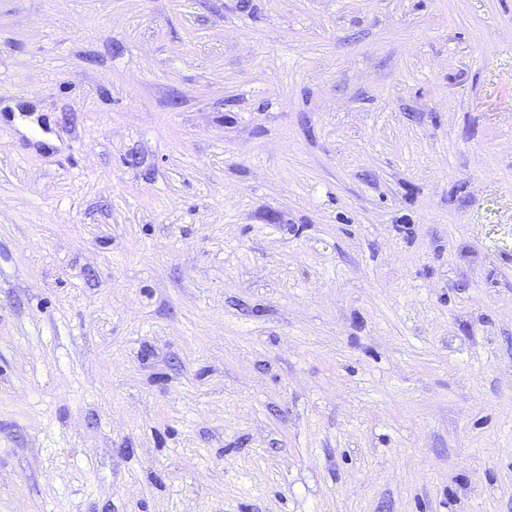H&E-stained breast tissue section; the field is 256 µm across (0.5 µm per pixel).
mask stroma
<instances>
[{
  "label": "stroma",
  "mask_w": 512,
  "mask_h": 512,
  "mask_svg": "<svg viewBox=\"0 0 512 512\" xmlns=\"http://www.w3.org/2000/svg\"><path fill=\"white\" fill-rule=\"evenodd\" d=\"M0 512H512V0H0Z\"/></svg>",
  "instance_id": "1"
}]
</instances>
